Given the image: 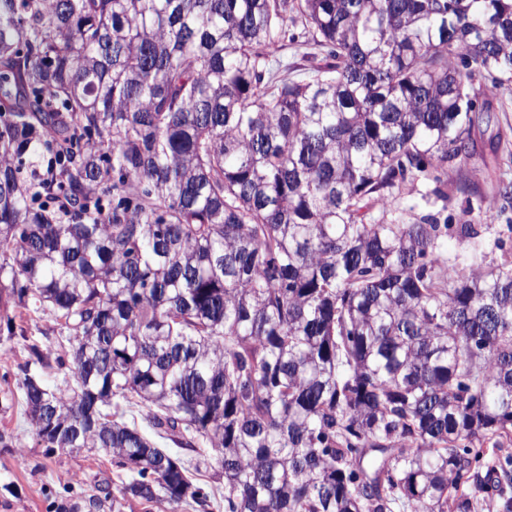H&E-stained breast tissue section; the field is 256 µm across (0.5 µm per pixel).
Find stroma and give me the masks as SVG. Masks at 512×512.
<instances>
[{
	"mask_svg": "<svg viewBox=\"0 0 512 512\" xmlns=\"http://www.w3.org/2000/svg\"><path fill=\"white\" fill-rule=\"evenodd\" d=\"M479 103L489 107L490 119L474 126V157L463 170L449 169L447 199L422 202L423 186L411 185L391 206L402 210L415 204L420 212L448 220L454 227L448 237L449 261L477 248L487 264L497 265L512 261V203L497 193L499 183L512 182V164L502 160L512 152V84L483 82ZM464 224L481 225L480 237L458 235ZM58 329L56 316L45 311L31 315L24 335L0 331V393H15L11 406H0V512H65L102 489L113 492L119 485V471L105 452H50L38 445L17 395L30 344L57 346Z\"/></svg>",
	"mask_w": 512,
	"mask_h": 512,
	"instance_id": "1",
	"label": "stroma"
}]
</instances>
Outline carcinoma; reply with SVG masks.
I'll return each instance as SVG.
<instances>
[{
  "label": "carcinoma",
  "mask_w": 512,
  "mask_h": 512,
  "mask_svg": "<svg viewBox=\"0 0 512 512\" xmlns=\"http://www.w3.org/2000/svg\"><path fill=\"white\" fill-rule=\"evenodd\" d=\"M484 80L512 0H0V322L66 317L74 378L25 370L38 444L111 449L112 512H207L185 451L224 512H512V261L386 207L447 198ZM287 29L286 38L283 42L284 46L280 49L278 57L288 60V64L300 66L303 63L301 54L304 51L302 44L305 40V30L301 19L288 20ZM195 475V478L197 481L207 490V491H214L217 502L220 504V507H218V504L215 500H213L214 506L210 508L209 512H224L223 508V500H222V494L224 492V477L219 472V469L215 467V463L212 462L211 466H209L207 469L202 467L199 474L196 472H193Z\"/></svg>",
  "instance_id": "1"
}]
</instances>
